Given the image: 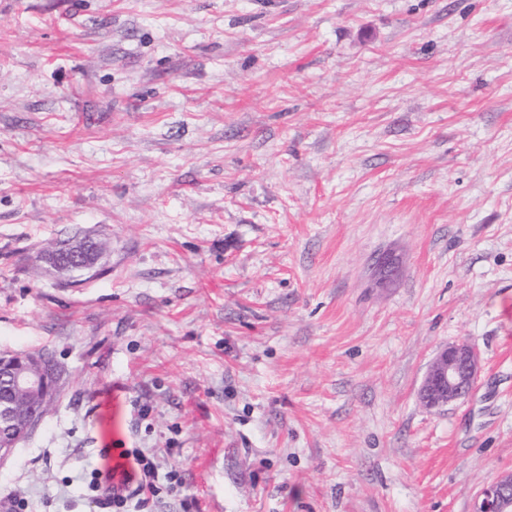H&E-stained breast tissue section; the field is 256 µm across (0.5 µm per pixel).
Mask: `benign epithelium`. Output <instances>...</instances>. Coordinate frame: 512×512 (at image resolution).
I'll list each match as a JSON object with an SVG mask.
<instances>
[{
  "label": "benign epithelium",
  "mask_w": 512,
  "mask_h": 512,
  "mask_svg": "<svg viewBox=\"0 0 512 512\" xmlns=\"http://www.w3.org/2000/svg\"><path fill=\"white\" fill-rule=\"evenodd\" d=\"M102 256L95 239L84 237L59 241L48 252L47 262L60 272H84L94 268ZM480 369L475 346L465 340L437 352L419 390V399L428 409L442 408L466 398ZM55 375L47 359L24 353L0 355V466L10 460L14 449L38 425V404L53 392ZM25 397L28 409L19 406ZM473 512H512V472L499 475L479 491Z\"/></svg>",
  "instance_id": "1"
}]
</instances>
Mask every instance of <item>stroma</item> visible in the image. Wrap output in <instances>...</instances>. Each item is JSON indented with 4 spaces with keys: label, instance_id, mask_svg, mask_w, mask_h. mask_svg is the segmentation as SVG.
<instances>
[{
    "label": "stroma",
    "instance_id": "stroma-1",
    "mask_svg": "<svg viewBox=\"0 0 512 512\" xmlns=\"http://www.w3.org/2000/svg\"><path fill=\"white\" fill-rule=\"evenodd\" d=\"M5 352L58 382L0 512H102L135 448L184 480L146 512H472L512 471V0H0ZM102 256L95 239L84 237L76 242L72 238L59 241L58 247L48 252L47 262L60 272H84L94 268ZM480 369L479 356L469 341H457L437 352L419 390L428 409H438L466 398Z\"/></svg>",
    "mask_w": 512,
    "mask_h": 512
}]
</instances>
